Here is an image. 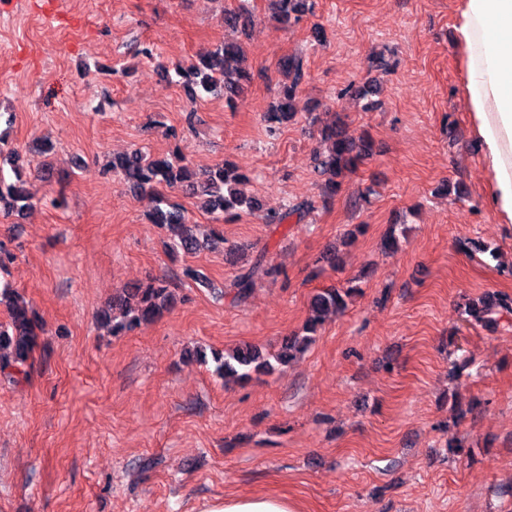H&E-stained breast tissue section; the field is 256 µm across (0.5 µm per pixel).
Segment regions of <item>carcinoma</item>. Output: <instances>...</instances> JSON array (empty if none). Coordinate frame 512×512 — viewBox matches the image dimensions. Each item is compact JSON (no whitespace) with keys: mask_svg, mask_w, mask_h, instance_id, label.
<instances>
[{"mask_svg":"<svg viewBox=\"0 0 512 512\" xmlns=\"http://www.w3.org/2000/svg\"><path fill=\"white\" fill-rule=\"evenodd\" d=\"M272 5V18L281 25L299 22L306 12V0H269ZM280 68L288 76L289 82L279 92V102L264 113L263 121L269 134L274 135L282 125L290 121L298 110L299 87L305 76L303 60L289 56L280 62ZM177 75L191 94L224 92L229 106H234V98L240 92V82L250 79L239 47L226 43L214 51L201 52L191 62L178 69ZM321 140L329 144L327 154H316V162L322 172L330 175L323 194V202L336 196L340 183L336 176L344 171L353 172L371 155V143L364 138L348 134L344 124L327 126L320 130ZM6 153L14 180L8 181L0 174V209L8 215L20 216L32 206L34 194L28 187L27 171L31 161L17 150L8 146L0 137V155ZM112 172L120 175L135 193H148L155 199V207L150 214L151 223L165 229L173 245L190 253L198 250L201 244L193 234L188 217L178 204L169 201L165 191L178 185H187L199 199L200 207L219 219L230 211L245 207L252 213L262 214L266 224H282L289 217L299 215L312 208V203L304 200L288 204L280 211L262 210L260 200L249 196L245 187L250 182L249 175L226 164L217 166L194 176L190 166L177 155L155 157L149 152L135 148L112 160ZM281 272L276 265H267L258 259L247 271L237 275L231 287L235 298L249 297L254 276L262 273L276 276ZM359 291L351 285L341 291L328 288L312 300V314L304 330L306 336L291 337L285 341L281 352L269 360L256 347L238 349L222 356H214L215 374L226 379L236 378L247 381L253 371L274 370V364H288L290 358L304 350L312 341V336L321 328L327 317L336 315L346 308L345 298ZM175 301L172 284L163 277L150 278L124 290L113 298L112 305L99 314L103 324L112 327V335L120 336L133 331L144 323L161 318ZM0 305L8 310L9 320L0 323V372L14 383L28 377V361L39 346L44 333L43 323L29 305L21 302L16 290L5 281L0 282ZM498 306L509 310L508 301L487 293L482 298V307L473 308L472 316L481 321V313Z\"/></svg>","mask_w":512,"mask_h":512,"instance_id":"cac0c4a2","label":"carcinoma"}]
</instances>
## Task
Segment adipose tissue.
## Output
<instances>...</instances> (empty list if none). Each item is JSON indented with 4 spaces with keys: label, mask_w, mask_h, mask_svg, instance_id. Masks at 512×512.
<instances>
[{
    "label": "adipose tissue",
    "mask_w": 512,
    "mask_h": 512,
    "mask_svg": "<svg viewBox=\"0 0 512 512\" xmlns=\"http://www.w3.org/2000/svg\"><path fill=\"white\" fill-rule=\"evenodd\" d=\"M455 44L464 97L487 175L485 201L497 223L512 224V0H457ZM206 512H298L287 496L228 495Z\"/></svg>",
    "instance_id": "adipose-tissue-1"
}]
</instances>
